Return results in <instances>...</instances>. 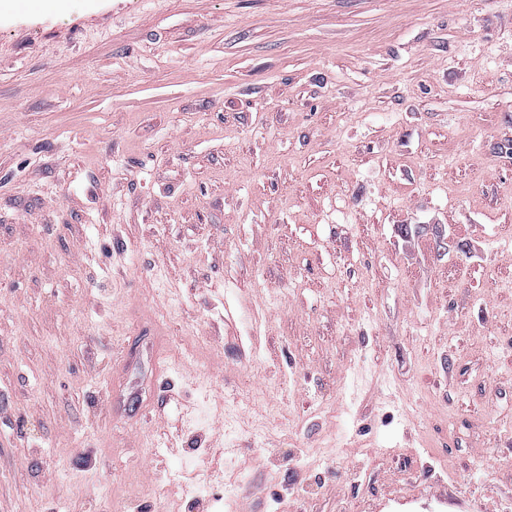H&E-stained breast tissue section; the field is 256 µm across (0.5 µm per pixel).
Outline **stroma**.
Returning <instances> with one entry per match:
<instances>
[{
    "instance_id": "1",
    "label": "stroma",
    "mask_w": 512,
    "mask_h": 512,
    "mask_svg": "<svg viewBox=\"0 0 512 512\" xmlns=\"http://www.w3.org/2000/svg\"><path fill=\"white\" fill-rule=\"evenodd\" d=\"M512 512V0L0 11V512Z\"/></svg>"
}]
</instances>
